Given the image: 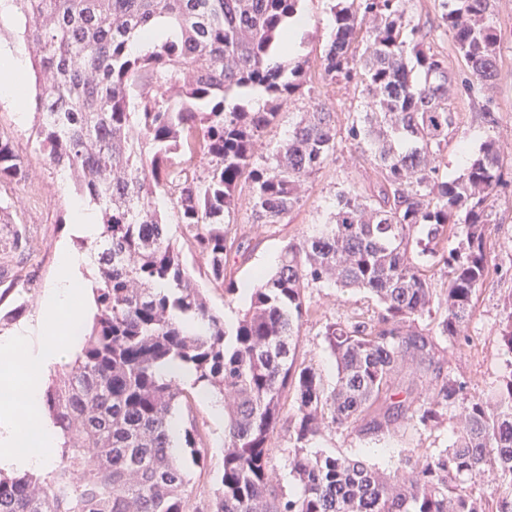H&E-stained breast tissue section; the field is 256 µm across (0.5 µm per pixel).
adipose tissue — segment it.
<instances>
[{
  "label": "adipose tissue",
  "instance_id": "ef3b65f1",
  "mask_svg": "<svg viewBox=\"0 0 512 512\" xmlns=\"http://www.w3.org/2000/svg\"><path fill=\"white\" fill-rule=\"evenodd\" d=\"M89 251L64 246L36 317L0 333V472L47 470L58 459V429L44 407V379L80 348L91 313Z\"/></svg>",
  "mask_w": 512,
  "mask_h": 512
}]
</instances>
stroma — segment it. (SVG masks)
Listing matches in <instances>:
<instances>
[{
    "instance_id": "obj_1",
    "label": "stroma",
    "mask_w": 512,
    "mask_h": 512,
    "mask_svg": "<svg viewBox=\"0 0 512 512\" xmlns=\"http://www.w3.org/2000/svg\"><path fill=\"white\" fill-rule=\"evenodd\" d=\"M332 0H300L299 12L310 18V25L298 36L294 57L304 62L306 84L287 104L277 119L264 131L257 155L265 157L288 137L289 129L301 113L311 110L318 102L327 103L336 114L337 153L321 171L306 184L303 203L278 224H254L248 208H240L231 234L245 236V255H231L228 269L238 287L258 285L261 275L275 268L281 251L294 242L318 233L336 209L338 191L348 188L359 194H370L376 173L369 158L357 145L346 139L344 130L350 113L360 103L352 90L344 85H326L320 62L332 39L330 9ZM437 0H411L410 19L424 28L425 45L431 52L448 59V68L457 80L468 76L464 60L456 52L451 39L437 27ZM494 22L498 28L500 54L498 76L492 92L497 108L512 107V0H497ZM452 107L457 123L448 132V145L442 153V168L449 176L458 175L470 153L487 138L494 137L504 156L503 181L499 201L490 225L487 249L491 263L487 280L474 298V314L459 344L448 345L437 337L438 356L453 377L464 381L468 394L487 390L503 369L507 355L500 337V311L504 299L512 294V121L500 120L487 127L478 107L464 100H454ZM0 133L8 136L28 170L22 183L0 184V205H9L12 216L28 230L23 251L9 253L0 250V311L18 310L19 320L35 316L41 299L51 287L56 270L57 252L61 245L79 246L80 240L71 228V209L78 194L71 178L40 150L33 133L32 117L18 119L13 106L0 100ZM161 211L167 221L170 236L182 251L183 261L192 273L213 312L223 316L225 326H233L244 299L228 300L222 287L211 282L203 261L190 249V237L177 222L172 202H164ZM307 297L317 307V315L301 328L298 359L313 367L324 383L334 385L336 362L327 349L323 326L326 320L353 321L376 318L380 306L368 292L342 291L331 285L311 288ZM193 416L208 450V466L192 468L187 487L193 504L207 505L218 487V468L224 456V426L214 419L211 407L196 399ZM450 423L435 428L405 424L385 435L363 436L332 425L326 426L313 443L314 449L342 453L365 460L375 467L390 471L421 450H435L448 444ZM270 456L275 491L282 496L295 494L297 482L291 472L290 444L287 425H280Z\"/></svg>"
}]
</instances>
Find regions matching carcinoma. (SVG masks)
Returning a JSON list of instances; mask_svg holds the SVG:
<instances>
[{
	"mask_svg": "<svg viewBox=\"0 0 512 512\" xmlns=\"http://www.w3.org/2000/svg\"><path fill=\"white\" fill-rule=\"evenodd\" d=\"M31 54L40 147L69 172L101 213L96 313L81 354L49 387L45 405L62 442L60 462L41 474L0 477V512H199L187 494L185 460L206 451L194 420L182 429L187 458L170 448L173 410L191 407L199 385L225 405L218 492L206 512H512V299L501 339L511 359L484 395L465 396L443 374L437 346L418 330L434 318L460 341L489 272L503 165L488 137L454 177L441 169L458 82L448 59L424 49L408 19L410 0H338L324 76L358 95L347 136L377 173L371 194H337L324 229L282 251L275 270L250 289L228 329L207 306L167 232L159 200H175L212 280L234 298L227 263L242 242L229 236L240 180L254 224H278L303 200L302 185L336 154V113L305 112L283 142L255 163L261 131L304 84L288 61L286 35L300 0H8ZM495 0H438V21L463 58L466 96L485 122L499 123L490 88L497 76ZM160 31L145 52L132 43ZM365 44L361 55L355 45ZM260 89L255 111L228 98ZM203 159L188 175L183 164ZM26 168L0 135V182H24ZM0 206V224H11ZM15 224V223H13ZM467 226L452 251V227ZM27 243L15 224L12 248ZM448 269L436 293L425 267ZM330 283L378 299L374 320L325 322L336 361L333 386L297 363L300 328L317 314L306 289ZM203 324L200 332L192 327ZM194 372L190 387L163 369ZM406 367L417 380L400 386ZM290 415L296 494H275L269 468ZM454 415L448 447L391 473L344 454L310 451L325 425L362 434L403 422L438 427Z\"/></svg>",
	"mask_w": 512,
	"mask_h": 512,
	"instance_id": "carcinoma-1",
	"label": "carcinoma"
}]
</instances>
